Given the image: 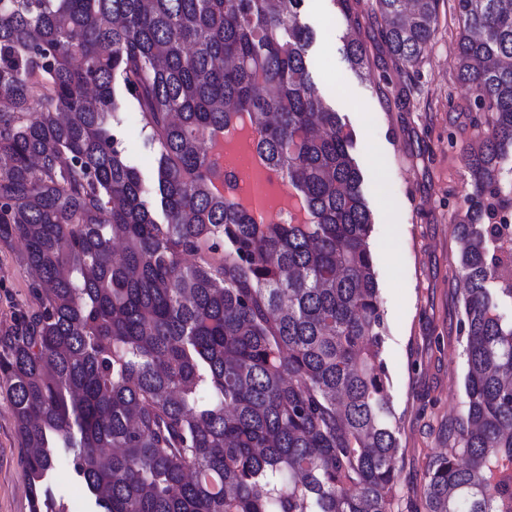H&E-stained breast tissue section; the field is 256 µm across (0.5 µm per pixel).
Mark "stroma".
<instances>
[{
  "instance_id": "1",
  "label": "stroma",
  "mask_w": 512,
  "mask_h": 512,
  "mask_svg": "<svg viewBox=\"0 0 512 512\" xmlns=\"http://www.w3.org/2000/svg\"><path fill=\"white\" fill-rule=\"evenodd\" d=\"M352 4L347 20L333 0H304L301 18L313 33L307 57L318 94L354 133L350 154L373 218L369 245L386 326L383 357L401 418L394 510L426 512V473L438 453L456 447L466 399L455 224L469 190L463 152L486 127L472 90L456 79L455 0H443L433 39L404 74L379 34L374 0ZM352 30L370 57L363 76L342 53L343 36ZM123 120L129 159L152 174L156 153L138 115L129 111ZM21 249L0 243V336L13 329L19 311L38 304ZM0 512H30L25 450L2 387Z\"/></svg>"
}]
</instances>
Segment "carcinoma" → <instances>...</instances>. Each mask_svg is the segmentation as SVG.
<instances>
[{
	"label": "carcinoma",
	"mask_w": 512,
	"mask_h": 512,
	"mask_svg": "<svg viewBox=\"0 0 512 512\" xmlns=\"http://www.w3.org/2000/svg\"><path fill=\"white\" fill-rule=\"evenodd\" d=\"M304 0H0V242L37 307L0 341L32 512H394L400 419L383 358L353 135L317 94ZM440 0H375L405 69ZM458 81L488 134L464 155L460 447L427 512H512V0H457ZM343 54L361 70L364 42ZM134 109L156 148L125 155ZM249 119L302 223H258L210 149ZM112 449L108 454L105 449ZM137 112H125L123 116L124 143L129 159L145 175H151L155 166V149L145 144V135L141 132L142 123ZM53 492L57 501L66 506V512H90L83 484L66 462L57 466L53 480Z\"/></svg>",
	"instance_id": "obj_1"
}]
</instances>
